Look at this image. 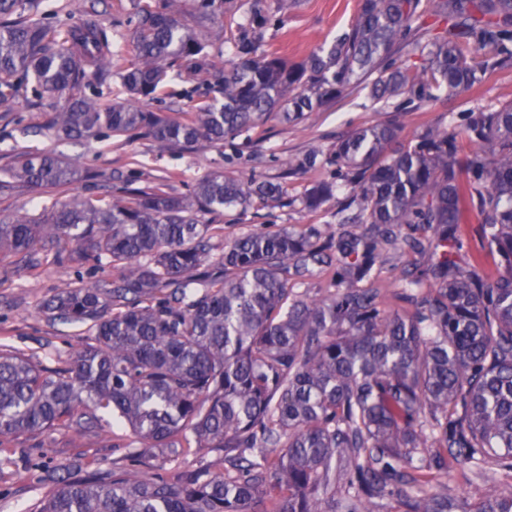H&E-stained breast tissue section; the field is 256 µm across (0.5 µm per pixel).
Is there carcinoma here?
<instances>
[{"label":"carcinoma","mask_w":512,"mask_h":512,"mask_svg":"<svg viewBox=\"0 0 512 512\" xmlns=\"http://www.w3.org/2000/svg\"><path fill=\"white\" fill-rule=\"evenodd\" d=\"M448 26L432 34L429 13ZM49 0H0V105L11 111L33 77L65 96L48 113L58 137L138 131L173 149H204L263 125H298L353 84L374 101L433 100L482 80L468 44L512 63V0H361L350 30L290 64L257 55L250 30L231 35L226 67L192 25L224 17V0H130L133 52L92 19L53 21ZM417 65L400 60L406 48ZM135 98L200 79L179 112L104 106L92 91L112 70ZM396 120L336 141L333 180L313 181L316 211L350 189L353 216L336 228L283 225L224 242L210 216L283 190L213 172L188 197L159 188H102L37 214L0 213V270L61 268L40 302L47 323L87 338L46 364L0 344V445L22 434H66L79 445L127 425L139 448L195 465L66 477L27 459L49 488L35 512H512V490L471 497L435 491L468 466L512 479V103L476 108L410 141ZM471 145L461 153V142ZM100 173L52 154L0 170V194L50 192ZM493 258H466L465 204ZM405 258L396 307L377 288L385 252ZM105 268L86 280L81 269ZM326 274L309 297L296 286Z\"/></svg>","instance_id":"cac0c4a2"}]
</instances>
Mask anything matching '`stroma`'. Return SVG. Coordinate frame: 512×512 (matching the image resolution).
<instances>
[{
    "label": "stroma",
    "instance_id": "1",
    "mask_svg": "<svg viewBox=\"0 0 512 512\" xmlns=\"http://www.w3.org/2000/svg\"><path fill=\"white\" fill-rule=\"evenodd\" d=\"M361 0H296L283 22L269 23L261 31L260 49L274 52L297 62L314 49L331 42L348 31L360 9ZM268 15L275 14L276 0H227L223 23L200 22L196 31L206 37L214 51L220 52L224 64L233 61L228 38L239 24L245 23L252 7ZM512 102V66L487 67L480 83L461 93L435 101L409 102L405 97L386 103H374L362 87L349 88L336 101L309 113L306 120L293 126L271 120L233 140L202 151L176 150L153 139L129 133L121 137L102 136L91 140L65 139L45 130L46 113L60 103L27 92L17 99L11 111H0V167L12 164L22 154L50 152L63 159L77 158L103 173L118 179L136 174L141 186H159L172 195H187L195 183L210 172H221L241 182L271 180L281 183L283 206L276 209L252 207L230 208L219 221L224 226L225 241L261 228L265 224H337L343 218L336 202L310 212L299 204L309 181L329 178L333 168L329 152L337 139L355 131L393 118L402 126L403 138H411L424 126L449 121L477 107L498 108ZM316 153L315 170L306 177L283 174L285 161ZM62 273L43 268L40 276L5 274L0 279V342L38 353L45 361L67 356L86 335L80 325H48L37 313L38 304L47 298ZM136 442L129 431L118 432L114 442L88 436L83 448H75L64 435H53L46 442L24 435L12 439L10 446L32 457L42 458L52 467H60L83 453L98 460L101 468H111ZM45 489L35 472L0 483V512H31Z\"/></svg>",
    "mask_w": 512,
    "mask_h": 512
}]
</instances>
